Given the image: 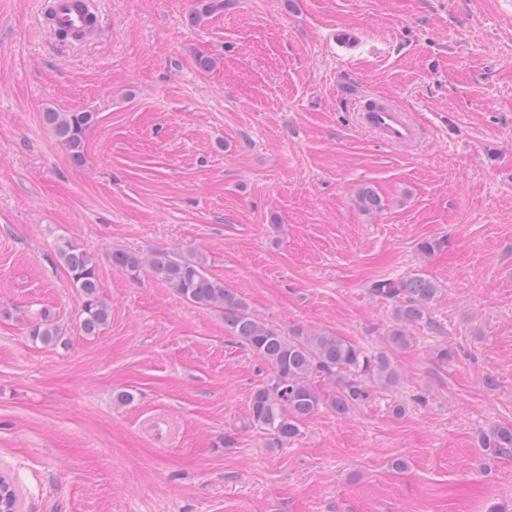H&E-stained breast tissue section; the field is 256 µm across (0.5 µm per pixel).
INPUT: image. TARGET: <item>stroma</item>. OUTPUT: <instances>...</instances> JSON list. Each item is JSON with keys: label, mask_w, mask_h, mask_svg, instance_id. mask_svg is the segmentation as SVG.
Here are the masks:
<instances>
[{"label": "stroma", "mask_w": 512, "mask_h": 512, "mask_svg": "<svg viewBox=\"0 0 512 512\" xmlns=\"http://www.w3.org/2000/svg\"><path fill=\"white\" fill-rule=\"evenodd\" d=\"M93 2L97 36L69 44L45 0H0V473L22 512L511 506L512 454L480 436L512 425V0ZM341 27L365 35L353 55L326 47ZM366 93L419 125L412 150L359 125ZM48 109L97 113L83 165ZM62 237L99 253V335L77 327ZM433 238L447 247L422 255ZM114 248L203 255L266 323L371 351L392 309L374 281L418 271L443 293L409 328L399 385L277 445L244 426L271 367L218 313L112 267ZM44 309L68 346L29 341Z\"/></svg>", "instance_id": "35a3bbf8"}]
</instances>
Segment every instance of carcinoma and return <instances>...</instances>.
Returning <instances> with one entry per match:
<instances>
[{
    "instance_id": "cac0c4a2",
    "label": "carcinoma",
    "mask_w": 512,
    "mask_h": 512,
    "mask_svg": "<svg viewBox=\"0 0 512 512\" xmlns=\"http://www.w3.org/2000/svg\"><path fill=\"white\" fill-rule=\"evenodd\" d=\"M42 119L65 146L72 163L83 164L86 134L96 122V113L48 109ZM357 197L365 211L380 207L379 198L368 186L359 189ZM56 256L82 298L80 330L86 336L99 334L110 323L112 309L100 292L98 252L62 237ZM108 259L134 280L145 274L163 282L187 303L219 312L227 331L271 366V376L251 392L248 424L278 443L298 436L303 421L323 409L338 416L351 412L366 396L368 381L386 387L397 385L400 375L394 355L410 343L407 327L429 320L430 310L442 293L435 280L418 273L374 282L372 294L395 302V307L384 346L367 351L322 329L297 326L282 331L265 323L253 315L243 298L208 274L201 254L182 256L158 250L142 256L116 248ZM27 336L32 343L44 346L67 344L56 318L46 310L27 323ZM481 444L489 455L511 454L512 426L493 428L482 435ZM19 508L14 483L1 477L0 512H19Z\"/></svg>"
}]
</instances>
